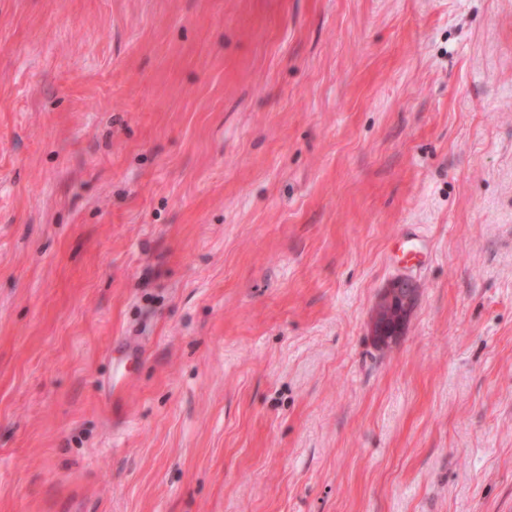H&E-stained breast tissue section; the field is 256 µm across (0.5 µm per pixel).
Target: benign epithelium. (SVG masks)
I'll list each match as a JSON object with an SVG mask.
<instances>
[{"label": "benign epithelium", "mask_w": 512, "mask_h": 512, "mask_svg": "<svg viewBox=\"0 0 512 512\" xmlns=\"http://www.w3.org/2000/svg\"><path fill=\"white\" fill-rule=\"evenodd\" d=\"M420 286L412 279L396 278L379 295L368 324L369 335L380 348L392 346L404 334L415 310Z\"/></svg>", "instance_id": "obj_1"}]
</instances>
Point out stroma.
I'll use <instances>...</instances> for the list:
<instances>
[{
    "label": "stroma",
    "mask_w": 512,
    "mask_h": 512,
    "mask_svg": "<svg viewBox=\"0 0 512 512\" xmlns=\"http://www.w3.org/2000/svg\"><path fill=\"white\" fill-rule=\"evenodd\" d=\"M0 512H512V0H0ZM420 286L412 279L396 278L379 295L368 324L369 335L380 348L392 346L404 334L415 310Z\"/></svg>",
    "instance_id": "stroma-1"
}]
</instances>
